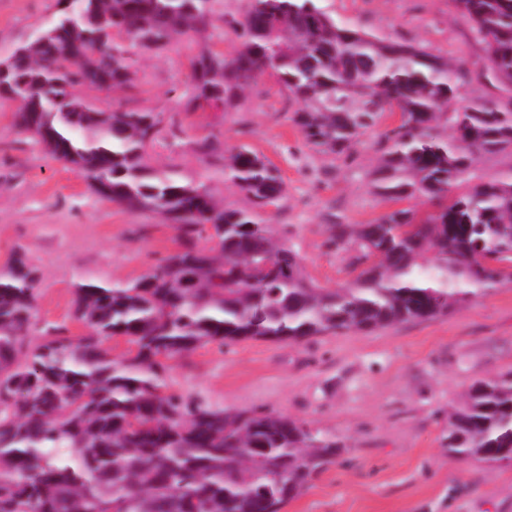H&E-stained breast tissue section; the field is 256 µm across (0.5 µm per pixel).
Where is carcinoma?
<instances>
[{"label":"carcinoma","mask_w":512,"mask_h":512,"mask_svg":"<svg viewBox=\"0 0 512 512\" xmlns=\"http://www.w3.org/2000/svg\"><path fill=\"white\" fill-rule=\"evenodd\" d=\"M483 46L480 76L512 93V0H452ZM224 0H72L18 45L0 96L17 127L94 192L151 212L176 247L133 283L89 279L73 318L88 333L35 334L39 270L22 254L0 269V512H283L347 451L284 413L227 412L173 390L169 361L208 344L297 343L425 321L512 283V169L470 184L484 158L512 156V96L451 107L469 71L399 37L336 23L317 0H247L225 21L240 48L191 60L185 111L234 107L269 73L297 104L305 143L334 159L398 112L376 142L368 184L396 205L366 224H333L323 246L356 272L316 284L275 236L277 167L211 138L194 152L249 200L219 203L203 183L152 167L171 135L151 108L105 112L84 90L129 89L132 57L159 52L224 16ZM425 199L433 210L410 205ZM125 338L114 359L106 346ZM448 454L512 463V370L474 381L448 414Z\"/></svg>","instance_id":"cac0c4a2"}]
</instances>
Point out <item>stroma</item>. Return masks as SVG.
<instances>
[{"label": "stroma", "instance_id": "obj_1", "mask_svg": "<svg viewBox=\"0 0 512 512\" xmlns=\"http://www.w3.org/2000/svg\"><path fill=\"white\" fill-rule=\"evenodd\" d=\"M336 22L420 42L464 64L474 78L454 102L497 96L478 76L481 44L451 0H318ZM57 0H0V59L48 25ZM236 39L215 31L180 37L163 52L136 57L137 85L98 91L104 110L152 108L175 123L150 163L205 183L236 207L247 201L200 159L191 140L246 144L280 171L284 197L270 224L299 252L320 286L348 281V253L327 251L330 224H360L385 212L369 189L378 130L334 160L312 150L289 119L285 92L260 76L237 109L187 112L181 97L189 61L206 45L231 51ZM16 102L0 98V264L24 254L40 270L38 328L83 333L70 318L87 277L128 282L145 276L174 247L175 232L150 212L123 209L96 195L85 178L14 127ZM512 370V284L448 315L371 333H339L300 343L243 340L211 344L173 360L174 389L228 411L284 412L343 440L348 450L284 512H512V464L448 456L441 446L448 409L478 379Z\"/></svg>", "mask_w": 512, "mask_h": 512}]
</instances>
